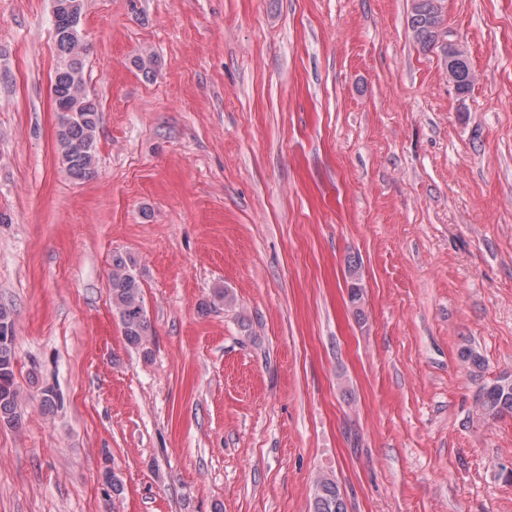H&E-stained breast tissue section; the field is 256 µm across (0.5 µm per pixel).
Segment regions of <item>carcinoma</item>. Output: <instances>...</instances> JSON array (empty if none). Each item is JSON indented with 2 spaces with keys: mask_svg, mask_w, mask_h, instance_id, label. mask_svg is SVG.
<instances>
[{
  "mask_svg": "<svg viewBox=\"0 0 512 512\" xmlns=\"http://www.w3.org/2000/svg\"><path fill=\"white\" fill-rule=\"evenodd\" d=\"M53 26L58 64L54 71L53 93L59 125L56 134L59 159L66 172L75 180L93 178L97 166V131L100 104L85 90L84 60L88 52L85 41L73 35L70 18L82 15L84 0H56ZM441 0H413L409 30L422 48L437 44L435 32L441 15ZM132 258L112 261L110 299L123 335L136 348L147 349L151 329L143 290L135 274ZM361 266L357 259L347 263L351 284V304L362 315L364 289ZM22 396L15 382L14 344H0V423L18 420ZM485 416L495 419L512 413V380L503 378L486 388L481 399ZM312 512H347V506L336 480L320 476L314 482Z\"/></svg>",
  "mask_w": 512,
  "mask_h": 512,
  "instance_id": "obj_1",
  "label": "carcinoma"
}]
</instances>
